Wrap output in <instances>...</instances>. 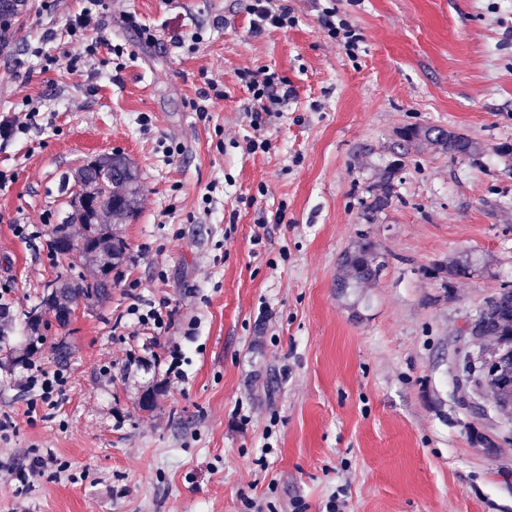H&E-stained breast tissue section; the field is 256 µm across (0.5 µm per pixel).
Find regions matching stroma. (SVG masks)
Instances as JSON below:
<instances>
[{"mask_svg":"<svg viewBox=\"0 0 512 512\" xmlns=\"http://www.w3.org/2000/svg\"><path fill=\"white\" fill-rule=\"evenodd\" d=\"M319 5L290 0L296 25L255 37L245 0H26L0 47V114L27 96L39 109L0 143V419L16 425L0 438V512H323L340 488L345 512H512V424L457 380L466 320L512 281V0H336L363 38L354 59L320 31ZM86 10L123 56L46 66L75 49L68 19ZM245 68L296 91L265 153L245 148ZM208 77L224 97L202 121ZM409 125L480 151L404 146ZM112 153L138 174L139 208L117 227L109 298L77 299L64 327L41 312L34 356L68 376L52 408L11 357L47 283L91 274L52 253L50 232L76 172ZM365 245L381 270L339 287ZM470 254L482 264L448 278ZM137 296L170 308L168 331L133 324ZM48 451L56 464L27 484L10 474Z\"/></svg>","mask_w":512,"mask_h":512,"instance_id":"stroma-1","label":"stroma"}]
</instances>
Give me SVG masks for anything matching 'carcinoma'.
Returning a JSON list of instances; mask_svg holds the SVG:
<instances>
[{"instance_id":"cac0c4a2","label":"carcinoma","mask_w":512,"mask_h":512,"mask_svg":"<svg viewBox=\"0 0 512 512\" xmlns=\"http://www.w3.org/2000/svg\"><path fill=\"white\" fill-rule=\"evenodd\" d=\"M23 0H18V6L0 13V37L6 35L22 11ZM405 141L411 145L420 142H431L441 145L451 156L471 155L478 147L467 136L460 133H445L435 127L410 126L404 133ZM124 170L125 176L114 178L108 186L102 185V173H111L112 168ZM76 181L82 183L89 191L95 207L91 210L73 208L64 224L54 226L51 233L50 247L59 252L57 242L67 239L79 248L70 256L72 261L92 262L98 256L115 257L126 249L122 238L117 236L112 228V221L128 219L134 216L139 197L136 174L130 162L124 157L103 158L96 168L84 167L78 171ZM79 224L83 234L81 239H75L72 226ZM480 264V257L474 256L469 260L450 262L446 272L451 278L467 274L474 266ZM345 265L355 270V280L364 282L376 277L382 262L371 248L364 247L345 258ZM66 301L71 302L83 296L94 302H102L109 296V285L103 278L83 280L75 284H66L63 290ZM488 312V321L477 336L481 342V357L477 366V383L483 386L496 407L505 415L512 414V394L505 392L499 385L498 376L486 371L485 360L501 356L512 344V284H505L489 297L483 306Z\"/></svg>"}]
</instances>
